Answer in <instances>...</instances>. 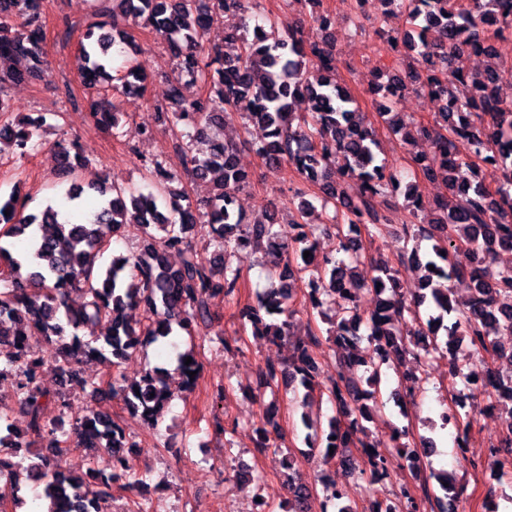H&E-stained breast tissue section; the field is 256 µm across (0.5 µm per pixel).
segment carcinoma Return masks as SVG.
I'll return each instance as SVG.
<instances>
[{
  "mask_svg": "<svg viewBox=\"0 0 512 512\" xmlns=\"http://www.w3.org/2000/svg\"><path fill=\"white\" fill-rule=\"evenodd\" d=\"M379 2L382 16L405 17L407 28L388 43L415 64L378 73L369 93L385 99L380 115L404 145L412 147L422 138L433 142L442 161L431 166L417 156L415 169L446 189V195L431 205L434 218L428 224L403 225L411 238L434 241L431 252L421 255L415 247L407 256V263L421 272L423 295L412 300L399 288L397 269L377 264L371 279L357 274L366 260L360 233L374 239L388 226L379 201L385 191H403L413 213L425 210L426 204L378 159L374 133L364 124L358 100L336 80V56L328 40L307 41L288 22L282 23L280 34L266 32L256 21L250 0H106L108 6L93 13L79 48L83 83L123 94L144 87L147 76L135 58H126L119 69L110 65L111 48L118 46L126 53L135 49L119 20L141 23L165 39L178 69L166 111L185 127L182 154L192 173L213 181L214 188L211 197L194 206L184 190L167 187L174 177L156 160L146 169L157 181L158 193L136 195L116 182L99 186L97 209L79 223L62 218L51 206L24 214L25 204L16 190L0 196V237L25 244L21 251L0 245V392L8 393L27 415L31 434L51 440L47 454L22 468L28 481L43 484L49 512H104L102 501L111 483L121 481L129 488L135 484L128 455L137 444L109 415L75 409L71 393L100 390L105 383L155 430L171 401L193 390L189 372L201 368L193 348L178 359L181 382L176 389L162 367L135 381L117 372L104 382L88 376L84 365L107 361L117 370L128 350L144 341L163 342L176 328L193 339L211 325V300L234 296L240 273L225 261L204 258L189 240L197 228L226 255L261 245L271 254L273 271L267 287L240 311L255 336L282 340L293 335L292 282L297 275L310 273L308 304L328 324L327 340L338 354V371L325 386L336 415L320 433L305 436L308 448L324 449L326 459L332 446L361 448L360 458L337 456L339 465L350 475L366 477L371 486L386 479L384 459L369 450L365 427L383 405L381 375L390 365L405 363L409 355L418 362L446 357L448 382L455 385L468 379L453 354L465 339L496 361L487 368L483 385L488 407L507 411L505 445L512 447V269L489 270L496 253L512 251V102H505L498 92L504 71L494 66L470 73L465 65L468 50L493 49L503 29L512 28V19L501 11L502 0ZM229 12L239 18L238 25L225 33L229 50L202 53L207 31ZM43 41L41 0H0V116L13 111L4 89L43 72ZM196 83L205 95L186 97L183 86ZM418 89L443 102L432 125L406 122L393 111L398 97ZM301 97L309 101L305 114L294 111ZM238 107L243 108L244 126L265 130L264 140L253 145L255 152L271 165H291L303 182L318 187L322 207L334 206L321 231L336 227V254L317 258L315 231L297 221L282 228L274 208L253 221L236 209V193L249 184V175L238 166L237 146L211 137L208 129L223 125L224 113ZM89 109L95 128L119 133L113 98L106 94L94 99ZM45 125L46 116L39 113L19 126L1 125L0 137L24 157L38 145ZM198 143L207 145L205 153L197 152ZM489 162L494 165L493 189L481 175V167ZM58 165L62 173L72 174L84 160L61 144ZM338 173L359 182L356 194H349L345 182L336 180ZM131 227L140 232L137 251L113 257L105 268L96 266L109 236ZM460 249L475 261L466 268L474 288L456 300L448 282L459 270L453 256ZM172 252L179 256L175 265L167 260ZM70 290L82 293L76 308L66 303ZM363 290L376 298L366 318L356 305ZM327 297L339 308L333 317L323 311ZM426 298L429 303L422 312ZM136 308L143 312L142 326L132 322L130 312ZM87 324L101 326L102 335L83 339L78 330ZM32 336L43 337L45 348L34 349ZM501 336L511 340L504 343ZM364 342L374 348L368 361ZM318 344L310 332L294 342L288 364L266 365L262 378L267 387L282 380L297 382L309 392L320 385L319 365L311 351ZM188 357L192 362L187 365ZM46 367L60 374L57 393L38 383ZM455 407L452 419L463 445L471 418L461 413L463 400H456ZM6 431L0 436V461L22 446L13 439L11 425ZM391 435V446L405 454L411 473L420 475L424 456L410 449L409 429L394 427ZM72 444L108 449L121 473L102 490L93 472L75 473L58 463L53 477L44 480L43 467ZM279 465L288 484L286 512H312L311 488L294 471L293 460L283 458ZM323 487L322 512L329 505L334 512H355L334 484L325 482ZM403 497L404 503L383 505L376 500L371 512H418L426 508L430 495L418 499L405 492Z\"/></svg>",
  "mask_w": 512,
  "mask_h": 512,
  "instance_id": "obj_1",
  "label": "carcinoma"
}]
</instances>
